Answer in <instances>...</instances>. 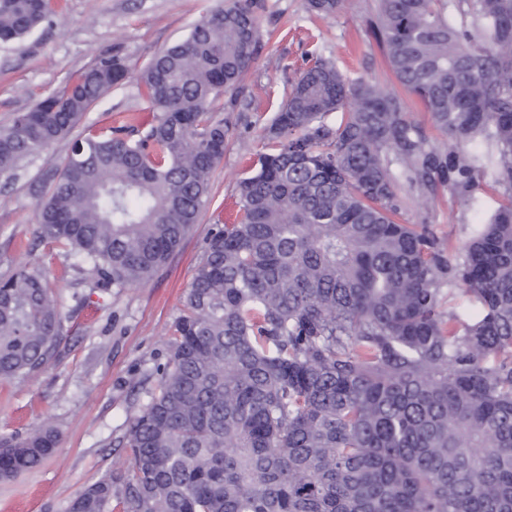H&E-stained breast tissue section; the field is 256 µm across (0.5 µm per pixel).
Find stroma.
Masks as SVG:
<instances>
[{"mask_svg": "<svg viewBox=\"0 0 512 512\" xmlns=\"http://www.w3.org/2000/svg\"><path fill=\"white\" fill-rule=\"evenodd\" d=\"M257 2L261 49L244 79L241 118L212 176L211 205L148 284L100 293L73 259L37 242L33 192L42 174L66 156L69 141L25 161L17 178L0 189V277L26 264L47 268L64 324L54 364L24 380H0V434L23 436L50 424L61 435L56 453L42 466L0 482V512H66L86 485L127 470L129 455L119 441L127 419L156 386L154 367L167 359L173 323L211 227L234 218L236 185L248 175L250 159L262 151L265 128L306 64L329 59L350 78L403 95L368 34L376 0H345L342 10L328 17L307 11L305 0ZM61 4L58 14L26 40L0 45V126L60 89L102 53H119L132 69H141L155 53L183 40L217 0ZM402 196L401 222L430 225L451 240L458 259L475 227L487 223L503 200L504 190L484 184L470 208L459 192L447 188L426 197L406 185Z\"/></svg>", "mask_w": 512, "mask_h": 512, "instance_id": "35a3bbf8", "label": "stroma"}]
</instances>
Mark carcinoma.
I'll return each instance as SVG.
<instances>
[{
    "label": "carcinoma",
    "mask_w": 512,
    "mask_h": 512,
    "mask_svg": "<svg viewBox=\"0 0 512 512\" xmlns=\"http://www.w3.org/2000/svg\"><path fill=\"white\" fill-rule=\"evenodd\" d=\"M341 5L306 0L324 16ZM256 7L221 0L135 75L148 116L86 127L44 174L38 238L92 287L147 284L206 210L260 49ZM55 10L0 0V44ZM369 35L454 149L429 146L377 84L307 67L237 185L235 220L211 230L157 386L126 423L129 470L67 512H512V0H377ZM127 78L102 54L17 113L0 182ZM391 155L424 196L455 187L471 204L486 177L505 190L461 260L395 220ZM453 291L478 307L443 310ZM62 335L43 266L0 278L1 380L48 367ZM58 445L52 427L1 435L0 480Z\"/></svg>",
    "instance_id": "obj_1"
}]
</instances>
